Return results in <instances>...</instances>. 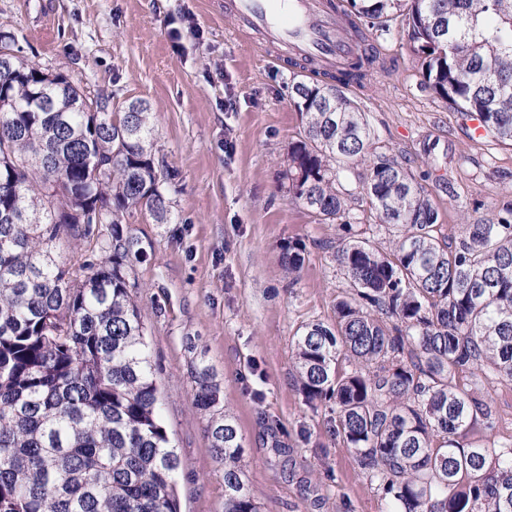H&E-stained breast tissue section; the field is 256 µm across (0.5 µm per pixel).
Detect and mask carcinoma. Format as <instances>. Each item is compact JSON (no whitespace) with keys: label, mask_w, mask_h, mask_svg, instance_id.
Returning a JSON list of instances; mask_svg holds the SVG:
<instances>
[{"label":"carcinoma","mask_w":512,"mask_h":512,"mask_svg":"<svg viewBox=\"0 0 512 512\" xmlns=\"http://www.w3.org/2000/svg\"><path fill=\"white\" fill-rule=\"evenodd\" d=\"M344 2L355 38L364 19L406 32L424 87L512 146V0ZM0 48L11 50L0 56V512H180L181 459L130 282L143 248L120 229L134 211L175 221L153 112L141 99L112 111L110 96L18 56L6 33ZM374 61L366 51L296 86L288 193L317 223L340 224L328 248L351 293L333 323L295 331V379L306 403L328 408L332 436L387 512H512V441H459L480 417L493 427L460 378L486 366L512 383V221L469 224L452 247L408 169L367 159L374 130L343 88ZM349 173L396 238L383 244L344 220ZM100 224L111 225L106 239ZM63 238L103 257L74 274L55 254ZM305 250L288 245V275ZM192 378L224 463V512H261L214 369L201 358Z\"/></svg>","instance_id":"1"}]
</instances>
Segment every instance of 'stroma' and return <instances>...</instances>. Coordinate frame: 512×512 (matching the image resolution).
Masks as SVG:
<instances>
[{
    "mask_svg": "<svg viewBox=\"0 0 512 512\" xmlns=\"http://www.w3.org/2000/svg\"><path fill=\"white\" fill-rule=\"evenodd\" d=\"M235 0H0V32L20 56L68 74L113 110L144 99L157 148L173 178L177 217L127 216L144 250L132 275L146 324L163 420L182 468L181 512H224V465L191 403L195 342L205 353L244 438L243 470L261 512H386L351 451L334 440L329 412L306 405L294 379L292 337L301 324L332 322L347 290L318 224L291 198L283 173L302 128L293 86L311 68L262 34L238 35ZM384 62L347 96L365 112L372 155L404 160L439 212L451 246L467 224L512 207V147L473 139L465 116L422 84L406 34L377 35ZM306 244L296 280L285 273L290 241ZM468 388L488 402L493 428L468 439L512 438V384L489 368ZM278 423L268 434L264 419ZM282 452H275V445Z\"/></svg>",
    "mask_w": 512,
    "mask_h": 512,
    "instance_id": "obj_1",
    "label": "stroma"
}]
</instances>
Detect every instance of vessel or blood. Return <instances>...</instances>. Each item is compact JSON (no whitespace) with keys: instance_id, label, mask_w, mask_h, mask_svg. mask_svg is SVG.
<instances>
[{"instance_id":"vessel-or-blood-1","label":"vessel or blood","mask_w":512,"mask_h":512,"mask_svg":"<svg viewBox=\"0 0 512 512\" xmlns=\"http://www.w3.org/2000/svg\"><path fill=\"white\" fill-rule=\"evenodd\" d=\"M235 7L250 29L263 33L269 42L316 57L327 69L342 68L359 51L341 15L322 0H288L283 13L275 10L273 0H236Z\"/></svg>"}]
</instances>
